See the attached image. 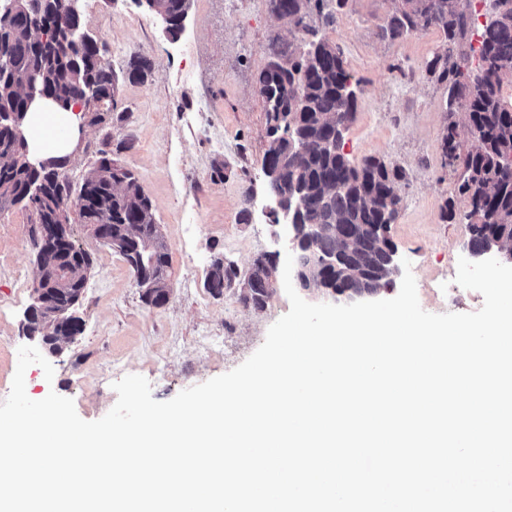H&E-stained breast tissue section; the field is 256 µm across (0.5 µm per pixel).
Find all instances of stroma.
Listing matches in <instances>:
<instances>
[{
    "label": "stroma",
    "mask_w": 512,
    "mask_h": 512,
    "mask_svg": "<svg viewBox=\"0 0 512 512\" xmlns=\"http://www.w3.org/2000/svg\"><path fill=\"white\" fill-rule=\"evenodd\" d=\"M78 5L121 80L112 110L104 123L86 125L66 172L81 185L104 149L135 174L170 246L172 284L165 305H146L124 258L92 238L77 207H70L72 236L93 260L76 307L84 330L52 358L53 380L33 365L25 382L31 399L56 392L73 400L83 420L95 421L115 405L112 385L125 375H142L153 399L170 400L239 366L289 311L283 286L255 311L240 302L239 288L216 297L204 282L218 253L243 272L261 256L286 257L282 228L269 213L263 173L269 124L254 83L269 61L270 37L288 42L292 36L269 0H191L175 39L132 0ZM391 5L347 0L334 8L333 23L317 15L310 20L319 36L341 47L357 84L344 152L352 162L373 156L405 173L389 235L412 265L421 307L436 314L474 312L482 295L455 282L459 258L469 255L470 227L441 217L446 200L467 208L457 192L458 174L441 151L448 89L422 67L441 35L431 28L384 39ZM137 53L152 61L142 82L124 77ZM29 227L25 210L0 213V299L10 304L0 313V401L10 393L19 347L30 342L22 325L33 288L17 284L18 274L32 272Z\"/></svg>",
    "instance_id": "35a3bbf8"
}]
</instances>
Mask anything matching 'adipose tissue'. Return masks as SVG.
<instances>
[{"label": "adipose tissue", "mask_w": 512, "mask_h": 512, "mask_svg": "<svg viewBox=\"0 0 512 512\" xmlns=\"http://www.w3.org/2000/svg\"><path fill=\"white\" fill-rule=\"evenodd\" d=\"M82 123L83 114L79 106L60 112L44 103H34L26 123L33 155L41 159L68 155L71 137L78 132Z\"/></svg>", "instance_id": "ef3b65f1"}]
</instances>
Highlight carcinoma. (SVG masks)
Returning <instances> with one entry per match:
<instances>
[{"instance_id": "1", "label": "carcinoma", "mask_w": 512, "mask_h": 512, "mask_svg": "<svg viewBox=\"0 0 512 512\" xmlns=\"http://www.w3.org/2000/svg\"><path fill=\"white\" fill-rule=\"evenodd\" d=\"M76 0H0V213L14 207L29 212L30 224H51L61 202H70L72 184L65 173L57 180L30 169L12 125H25L28 105L24 90L36 83L43 95L63 108L73 102L97 97L94 115L86 121L99 124L114 106L119 76L106 61L107 45L85 35ZM392 11L384 27L392 41L413 32L438 30L442 48L425 60L424 69L448 85L446 112L453 117L460 101L468 103L469 122L478 138L475 150L459 152L460 141L452 137L456 122L450 121L441 149L448 165L459 170L458 193L468 203L457 214L448 200L442 219L461 217L468 224H485L505 240H512V97L502 94L512 85V0L492 10L493 17L479 34L478 65H468L460 50L471 27L466 6L460 0H392ZM191 0H151L144 9L152 14L165 12L171 19L166 29L172 38L182 33L181 21L189 13ZM302 32L284 43L270 40V60L259 73L264 84L265 112L268 119L288 114L295 137L315 145L336 137V116L350 120L357 96L348 94L351 75L345 68L343 51L336 44L317 38V31L306 19L299 20ZM152 63L144 55L133 56L125 73L131 81H143ZM303 86L296 93L297 86ZM264 164L280 168L273 187L286 193H301V206L295 221L306 226L335 225L337 231L318 239L313 251L303 253L305 262H316L347 248V263L365 273L364 279L347 277L343 284L359 291L376 282L373 273L385 267L384 249L371 237L368 227L386 223L397 211L401 198L396 185L403 172L376 158L354 165L342 153L328 154L318 148L298 163L279 166V158L265 152ZM48 187L43 195L35 187ZM75 206L81 223L95 224L93 238L119 252L135 280L144 288V301L155 307L168 299L170 247L155 226L151 200L138 179L106 150L98 151L96 167L90 169L79 188ZM33 261V292H47L36 304L31 320L24 327L28 336L52 339L82 333L79 317L67 312L68 321L56 324L57 305L66 302L70 289L84 281L91 268L90 255L75 241L61 246L71 274H58L53 259L38 250ZM273 260L256 259L247 278L248 299L243 304L254 310L265 308L273 286L269 267ZM238 269L224 263V256L213 257L204 286L214 296L224 295L238 279Z\"/></svg>"}]
</instances>
